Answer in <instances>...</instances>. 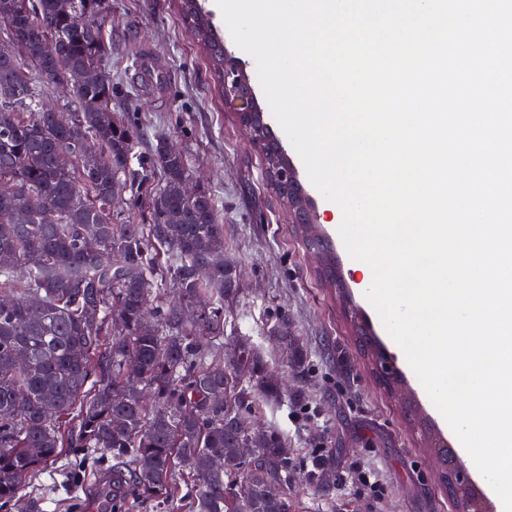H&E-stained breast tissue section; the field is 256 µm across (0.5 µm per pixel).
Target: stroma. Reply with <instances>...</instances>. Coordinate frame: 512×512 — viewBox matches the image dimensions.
<instances>
[{"instance_id": "35a3bbf8", "label": "stroma", "mask_w": 512, "mask_h": 512, "mask_svg": "<svg viewBox=\"0 0 512 512\" xmlns=\"http://www.w3.org/2000/svg\"><path fill=\"white\" fill-rule=\"evenodd\" d=\"M104 34L101 68L114 88L112 111L129 128L137 157L158 139L184 156L193 183L214 197L224 224V252L241 269L235 298L224 302V335H205V351L231 354L247 340L279 398L256 394L253 412L288 439L296 470L292 512H457L432 461L439 442L455 435L390 340L360 286L322 194L307 174L300 184L313 200L318 228L336 258V277L322 265L272 186L264 154L225 103L205 51L188 33L177 0H103L93 17ZM287 327L302 358L295 365L274 336ZM394 355L397 390L383 383L378 348ZM324 454L326 482L304 470ZM72 456L62 452L36 479L43 512H90L97 469L64 507L51 487ZM372 472L376 490L363 488Z\"/></svg>"}]
</instances>
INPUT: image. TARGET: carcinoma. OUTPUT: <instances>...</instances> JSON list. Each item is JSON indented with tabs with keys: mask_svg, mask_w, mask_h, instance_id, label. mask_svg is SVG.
<instances>
[{
	"mask_svg": "<svg viewBox=\"0 0 512 512\" xmlns=\"http://www.w3.org/2000/svg\"><path fill=\"white\" fill-rule=\"evenodd\" d=\"M101 0H0V509L63 448L112 457L99 512H132L146 500L179 512L178 479L199 488L192 512H290L294 458L274 429L250 421L251 376L263 366L241 340L230 361L204 355L200 327L224 333V300L238 291L224 257V225L211 194L183 193L185 158L157 141L132 168L134 142L112 116V82L100 69L104 42L90 25ZM190 34L224 81V42L180 0ZM49 36L59 39L53 55ZM64 81L73 108L60 125L41 109ZM156 169L148 224L112 222L119 194L139 192ZM112 255L100 264L97 251ZM170 252L159 260V250ZM178 290L155 301L158 285ZM41 300L31 319L29 301ZM27 362L20 364L19 355ZM140 376H126L128 366ZM266 433L256 456L236 455ZM277 484L280 496L268 497Z\"/></svg>",
	"mask_w": 512,
	"mask_h": 512,
	"instance_id": "cac0c4a2",
	"label": "carcinoma"
}]
</instances>
